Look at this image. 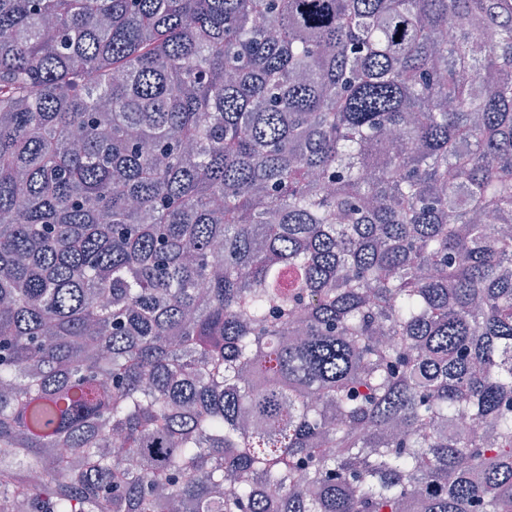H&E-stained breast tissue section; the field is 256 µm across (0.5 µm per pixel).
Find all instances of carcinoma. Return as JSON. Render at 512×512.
Here are the masks:
<instances>
[{
  "mask_svg": "<svg viewBox=\"0 0 512 512\" xmlns=\"http://www.w3.org/2000/svg\"><path fill=\"white\" fill-rule=\"evenodd\" d=\"M501 2L0 0V512H512Z\"/></svg>",
  "mask_w": 512,
  "mask_h": 512,
  "instance_id": "cac0c4a2",
  "label": "carcinoma"
}]
</instances>
